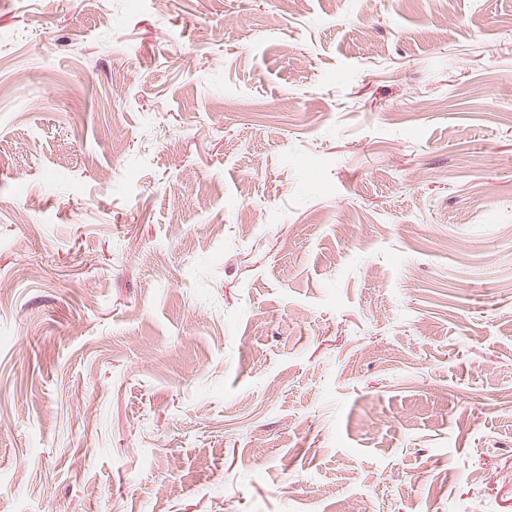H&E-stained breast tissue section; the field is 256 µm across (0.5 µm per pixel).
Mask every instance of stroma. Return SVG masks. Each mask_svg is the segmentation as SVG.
Masks as SVG:
<instances>
[{
	"instance_id": "1",
	"label": "stroma",
	"mask_w": 512,
	"mask_h": 512,
	"mask_svg": "<svg viewBox=\"0 0 512 512\" xmlns=\"http://www.w3.org/2000/svg\"><path fill=\"white\" fill-rule=\"evenodd\" d=\"M509 390L512 0H0V512H512Z\"/></svg>"
}]
</instances>
